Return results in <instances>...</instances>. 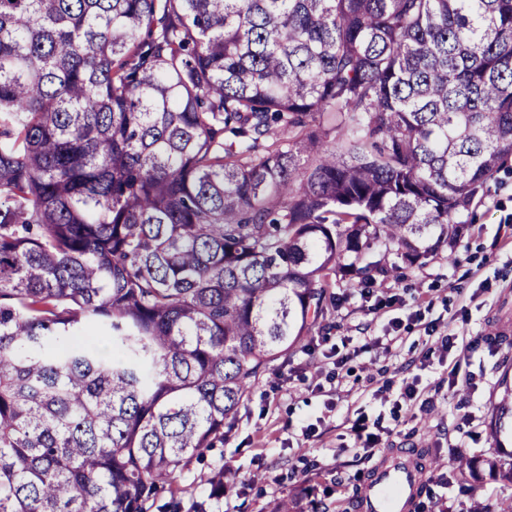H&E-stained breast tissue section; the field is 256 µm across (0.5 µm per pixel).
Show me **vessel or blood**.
Instances as JSON below:
<instances>
[{"instance_id":"1","label":"vessel or blood","mask_w":512,"mask_h":512,"mask_svg":"<svg viewBox=\"0 0 512 512\" xmlns=\"http://www.w3.org/2000/svg\"><path fill=\"white\" fill-rule=\"evenodd\" d=\"M420 473L401 464L384 466L368 475L360 492V512H407Z\"/></svg>"}]
</instances>
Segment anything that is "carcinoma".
I'll return each mask as SVG.
<instances>
[{
    "label": "carcinoma",
    "instance_id": "carcinoma-1",
    "mask_svg": "<svg viewBox=\"0 0 512 512\" xmlns=\"http://www.w3.org/2000/svg\"><path fill=\"white\" fill-rule=\"evenodd\" d=\"M510 154L512 0H0V512H149Z\"/></svg>",
    "mask_w": 512,
    "mask_h": 512
}]
</instances>
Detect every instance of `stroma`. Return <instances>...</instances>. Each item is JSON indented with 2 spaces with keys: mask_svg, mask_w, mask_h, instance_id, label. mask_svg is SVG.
I'll return each instance as SVG.
<instances>
[{
  "mask_svg": "<svg viewBox=\"0 0 512 512\" xmlns=\"http://www.w3.org/2000/svg\"><path fill=\"white\" fill-rule=\"evenodd\" d=\"M395 318L403 341L389 348L384 337ZM452 326L463 328L470 351L432 352L436 335ZM498 330L512 335V158L474 198L455 251L440 250L412 274L371 292L345 290L326 329L287 362H275L223 444L176 474L159 504L205 496L210 472L220 465L223 512H272L287 496L297 497L303 512H359L363 480L384 453L424 448L436 464L425 470L413 512H495L512 485L459 472L457 459L512 458L504 446L512 419L503 423L501 443L488 431L493 408L512 384V370L500 364L505 349L483 343ZM458 360L461 378L452 387L448 372ZM337 370L344 376L339 387L329 381ZM405 380L416 382L426 404L397 418L393 404ZM360 413L385 430L381 452L371 456L350 450V426Z\"/></svg>",
  "mask_w": 512,
  "mask_h": 512,
  "instance_id": "obj_1",
  "label": "stroma"
}]
</instances>
